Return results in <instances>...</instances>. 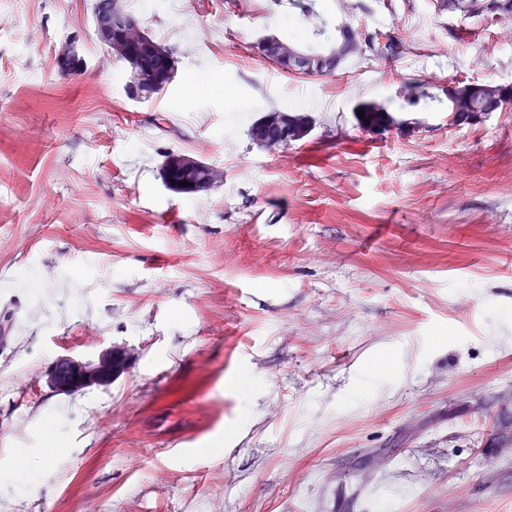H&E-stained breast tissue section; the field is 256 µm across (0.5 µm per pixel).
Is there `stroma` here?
<instances>
[{"mask_svg":"<svg viewBox=\"0 0 512 512\" xmlns=\"http://www.w3.org/2000/svg\"><path fill=\"white\" fill-rule=\"evenodd\" d=\"M92 2L0 0V327L16 330L0 473H25L0 499L512 512V19L434 0H317L306 16L126 0L177 61L134 101ZM340 17L400 53L325 76L258 54L261 34L309 39ZM66 41L81 72L58 66ZM368 106L385 121L366 126ZM283 108L309 133L258 150L251 125ZM172 151L223 182L168 190ZM108 349L126 360L109 384L49 383L57 360Z\"/></svg>","mask_w":512,"mask_h":512,"instance_id":"stroma-1","label":"stroma"}]
</instances>
